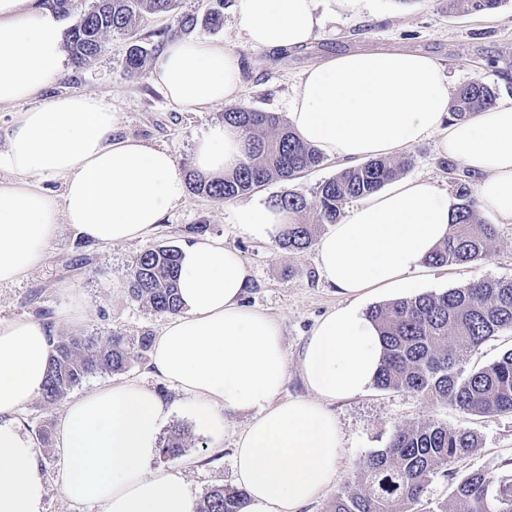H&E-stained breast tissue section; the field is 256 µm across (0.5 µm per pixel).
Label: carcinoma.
<instances>
[{"instance_id":"obj_1","label":"carcinoma","mask_w":512,"mask_h":512,"mask_svg":"<svg viewBox=\"0 0 512 512\" xmlns=\"http://www.w3.org/2000/svg\"><path fill=\"white\" fill-rule=\"evenodd\" d=\"M228 0H209L203 13L173 15V24L159 35L179 37L202 26L216 29ZM504 0H448L450 11H486ZM176 0H94L66 35V50L77 66L97 56L109 32L132 34L145 12L172 15ZM157 46L131 42L123 71L138 75ZM498 90L482 80L462 86L450 108V118L465 119L496 104ZM224 122L241 128L249 149L239 166L222 177L190 175L193 193L217 202H229L271 182H285L318 166L321 153L301 142L279 116L245 106L230 107ZM411 165L406 158L369 160L341 170L317 187L318 204L284 192L274 207L287 211L291 224L279 236V245L303 250L312 244L311 226L336 223L348 201L380 190ZM472 176L462 171L455 178L458 204L448 237L425 259L430 265L471 263L490 256L494 226L477 215L471 191ZM179 250L158 247L145 250L137 260L130 292L160 314L180 313L178 296ZM367 316L381 334L384 358L373 384L380 390H404L445 402L476 415L512 414V350L484 367L467 371L464 359L498 332L512 330V280H477L442 293L401 298L369 309ZM152 344L146 334L137 344L110 336L60 339L51 356L42 387L45 401L55 403L86 377L120 372L141 359ZM479 447L477 435L465 428L427 421L397 430L389 444L369 455L358 466L354 487L338 494L328 512H412L424 489L448 460ZM452 502H438L424 512H512V476L495 477L476 470L459 481ZM246 494L237 488L216 486L206 493L196 512H242Z\"/></svg>"}]
</instances>
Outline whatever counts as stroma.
Returning a JSON list of instances; mask_svg holds the SVG:
<instances>
[{
  "label": "stroma",
  "instance_id": "35a3bbf8",
  "mask_svg": "<svg viewBox=\"0 0 512 512\" xmlns=\"http://www.w3.org/2000/svg\"><path fill=\"white\" fill-rule=\"evenodd\" d=\"M313 8L318 24L310 41L285 55L250 48L230 4L224 8L220 29L199 28L192 36L221 41L240 56V105L273 112L283 119L308 69L330 56L351 52L426 54L441 65L452 90L481 79L498 88L499 100H512V0H505L493 12L468 14L449 13L445 0H359L354 6L347 0H313ZM131 39L113 33L104 35L102 52L80 67L64 62L60 77L47 92H82L106 99L119 116L121 135L152 147L169 148L182 171L193 172L196 141L210 126L223 123L225 107L220 104L189 111L172 104L149 75H125L122 60ZM406 154L412 165L405 170V177H426L440 188L451 189L448 160L439 153L436 137L407 148ZM343 167V162L327 157L297 179L270 183L244 194L243 199L266 203L273 196L292 191L313 204L318 185ZM483 220L494 224L491 215H484ZM202 223L208 226L207 238L223 242L244 259L250 272L244 304L264 311L281 325L288 351V378L282 398L306 396L298 354L316 322L343 305V297L321 279L315 248L289 251L279 247L276 239L254 238L234 224L230 203L190 192L145 240L96 244L77 236L69 225H60L41 263L17 280L0 284V322L50 317L57 337L116 333L131 344L142 335H157L170 318L129 294L130 273L146 249L183 247L194 239L190 226ZM494 226L496 237L487 261L426 266L417 293H441L479 279H512V224ZM69 288L81 294L85 310L82 321L76 324L56 318ZM124 381L152 389L164 402L167 416L160 438H175L181 445L179 455L168 465L180 473L195 500H202L214 486H235L233 450L252 419L251 413L225 415L221 438L199 433L189 411L190 396L157 377L145 359L121 372L89 376L72 393L77 396L103 383ZM65 406V401L50 404L38 395L20 409L16 420L35 442L47 481L45 512H98L97 508L68 500L57 481L61 451L56 433ZM330 409L343 438L338 478L299 512H326L336 495L352 485L361 460L385 447L397 429L429 420L476 432L480 446L452 459L447 474L437 475L428 483L423 502L449 498L454 481L476 470L512 474V414L466 415L437 400L373 387L359 396L336 400Z\"/></svg>",
  "mask_w": 512,
  "mask_h": 512
}]
</instances>
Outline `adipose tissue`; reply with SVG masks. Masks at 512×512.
I'll return each mask as SVG.
<instances>
[{
  "instance_id": "ef3b65f1",
  "label": "adipose tissue",
  "mask_w": 512,
  "mask_h": 512,
  "mask_svg": "<svg viewBox=\"0 0 512 512\" xmlns=\"http://www.w3.org/2000/svg\"><path fill=\"white\" fill-rule=\"evenodd\" d=\"M247 45L291 49L307 43L318 20L312 0H235ZM62 27L40 0H0V106L17 107L0 171V284L41 261L58 224L97 244L145 239L185 196V176L167 148L118 137L104 98L50 95L63 66ZM153 82L173 104L199 111L234 104L242 62L223 42L170 39L154 61ZM450 91L439 63L407 52H356L309 69L289 121L322 155L355 164L438 135L440 153L477 177L474 194L498 223L512 224V101L450 120ZM246 151L235 126L210 127L195 149L197 169L218 175ZM63 182L45 193L48 178ZM447 192L424 177L376 192L317 243L321 278L345 297L312 329L300 355L308 397L281 399L288 357L279 323L242 305L249 270L215 240L180 252L182 310L153 339L151 367L191 394L196 428L216 436L221 412H253L236 442L235 480L244 512H299L338 476L341 431L330 402L362 394L382 361L375 323L360 307L375 288L411 287L425 257L453 220ZM233 219L256 238L279 233L288 214L250 203ZM55 341L46 324L0 323V512H45L47 483L33 441L14 414L41 391ZM166 410L136 382L92 389L68 403L59 441V481L75 503L99 512H195L194 499L168 469L152 468Z\"/></svg>"
}]
</instances>
